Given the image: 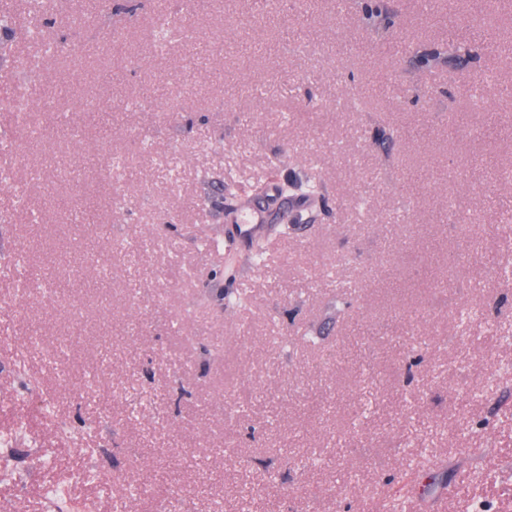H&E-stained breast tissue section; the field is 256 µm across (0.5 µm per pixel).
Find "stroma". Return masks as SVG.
<instances>
[{
    "label": "stroma",
    "instance_id": "1",
    "mask_svg": "<svg viewBox=\"0 0 512 512\" xmlns=\"http://www.w3.org/2000/svg\"><path fill=\"white\" fill-rule=\"evenodd\" d=\"M261 3L0 0V512H512V10Z\"/></svg>",
    "mask_w": 512,
    "mask_h": 512
}]
</instances>
